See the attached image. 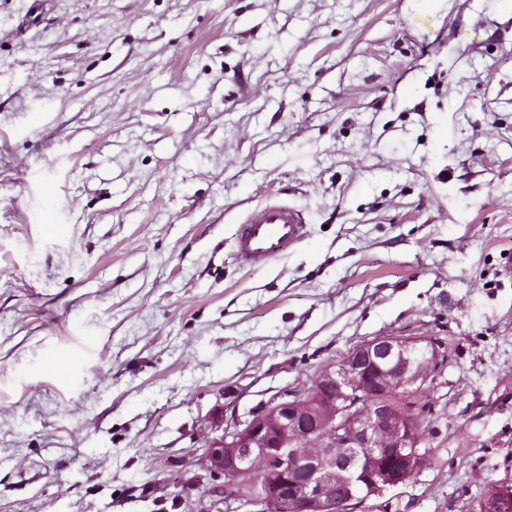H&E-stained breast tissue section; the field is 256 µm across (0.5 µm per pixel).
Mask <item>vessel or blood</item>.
Masks as SVG:
<instances>
[{"instance_id": "obj_1", "label": "vessel or blood", "mask_w": 512, "mask_h": 512, "mask_svg": "<svg viewBox=\"0 0 512 512\" xmlns=\"http://www.w3.org/2000/svg\"><path fill=\"white\" fill-rule=\"evenodd\" d=\"M303 209L284 201L255 208L238 224L235 234L237 258L250 265L265 266L287 256L304 236Z\"/></svg>"}]
</instances>
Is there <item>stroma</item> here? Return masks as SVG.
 <instances>
[{"label":"stroma","mask_w":512,"mask_h":512,"mask_svg":"<svg viewBox=\"0 0 512 512\" xmlns=\"http://www.w3.org/2000/svg\"><path fill=\"white\" fill-rule=\"evenodd\" d=\"M378 336L447 363L357 512L512 484V0H0V512H206L220 428ZM306 224L303 209L284 201L267 202L238 224L236 256L249 265H269L301 242ZM395 438L396 442L394 445L380 448V451L385 455V462L382 465V472L377 479H372V483L377 489H381V492L405 484L414 466L415 457L420 456L418 452H416L415 455L410 454L408 451L413 450V448H407L409 444L408 439L410 438L409 431L402 436L399 429ZM416 473L417 471L411 474L407 482H409Z\"/></svg>","instance_id":"obj_1"}]
</instances>
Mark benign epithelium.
Returning <instances> with one entry per match:
<instances>
[{"label":"benign epithelium","instance_id":"1","mask_svg":"<svg viewBox=\"0 0 512 512\" xmlns=\"http://www.w3.org/2000/svg\"><path fill=\"white\" fill-rule=\"evenodd\" d=\"M421 340L395 336H380L367 341L352 351L341 362L336 375H327L322 385L333 387L339 393L336 399V443L353 444L357 448H371L383 429H393L396 410L383 401L392 388V380L377 382L375 373L387 371L394 377L405 378L413 373L411 348ZM369 404V414L362 424L348 427L357 415L362 401ZM273 417L253 418L242 427L228 428L213 438L205 450L206 468L216 475L248 466L258 448H270L267 462H277V468L287 470V476L278 482L279 493L266 501L252 500L258 512L276 507L278 512H348L355 496L350 494L339 501L331 484L322 478L321 459L303 461L285 460L273 452L289 439H298L309 433L305 403L300 396L276 399L265 406ZM410 434H396V442L381 448L385 455L382 472L372 480L373 485L387 490L406 483L415 463V455L407 450Z\"/></svg>","mask_w":512,"mask_h":512}]
</instances>
